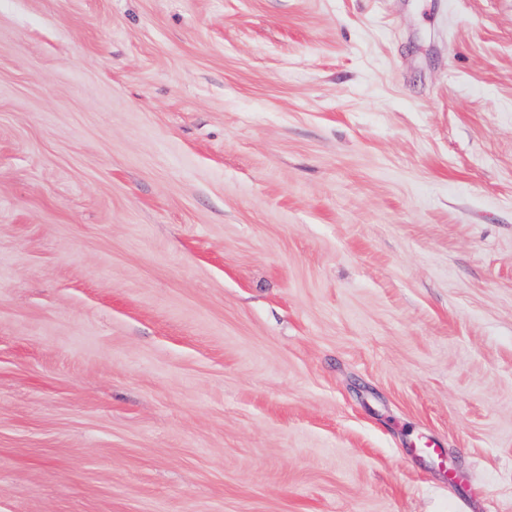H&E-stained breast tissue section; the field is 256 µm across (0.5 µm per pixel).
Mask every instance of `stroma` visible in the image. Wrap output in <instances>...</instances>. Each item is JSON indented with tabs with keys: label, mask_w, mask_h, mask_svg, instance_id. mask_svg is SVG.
Here are the masks:
<instances>
[{
	"label": "stroma",
	"mask_w": 512,
	"mask_h": 512,
	"mask_svg": "<svg viewBox=\"0 0 512 512\" xmlns=\"http://www.w3.org/2000/svg\"><path fill=\"white\" fill-rule=\"evenodd\" d=\"M0 512H512V0H0Z\"/></svg>",
	"instance_id": "obj_1"
}]
</instances>
